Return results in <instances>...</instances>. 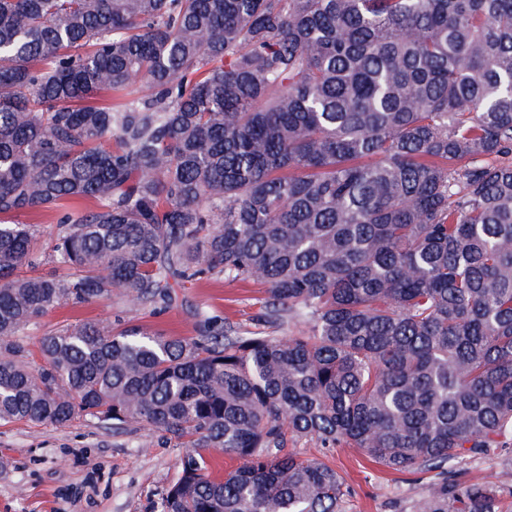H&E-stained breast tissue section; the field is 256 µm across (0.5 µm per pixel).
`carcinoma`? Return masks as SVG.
<instances>
[{
	"label": "carcinoma",
	"instance_id": "carcinoma-1",
	"mask_svg": "<svg viewBox=\"0 0 512 512\" xmlns=\"http://www.w3.org/2000/svg\"><path fill=\"white\" fill-rule=\"evenodd\" d=\"M62 208L73 273H22L15 217ZM215 274L309 331L77 322L26 361L58 306ZM81 414L189 449L161 512H341L289 435L434 473L413 512H512V0H0V421ZM502 457L490 454L479 459L466 461L461 464L463 480L495 483L501 471Z\"/></svg>",
	"mask_w": 512,
	"mask_h": 512
}]
</instances>
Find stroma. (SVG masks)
I'll list each match as a JSON object with an SVG mask.
<instances>
[{"label": "stroma", "mask_w": 512, "mask_h": 512, "mask_svg": "<svg viewBox=\"0 0 512 512\" xmlns=\"http://www.w3.org/2000/svg\"><path fill=\"white\" fill-rule=\"evenodd\" d=\"M178 294L177 305L161 311L115 296L59 306L28 328V359L39 362L42 337L77 321L115 327L136 323L152 333L186 338L196 336L205 317L235 336H289L308 330L300 319L267 323L265 289L251 281H227L219 275L188 283ZM288 446L301 458L326 462L344 477L349 494L343 512H404L428 483L424 477L394 473L356 448L327 449L310 438L291 439ZM184 453L182 445L161 442L146 425L115 431L84 415L63 427L2 423L0 512H158Z\"/></svg>", "instance_id": "obj_1"}]
</instances>
